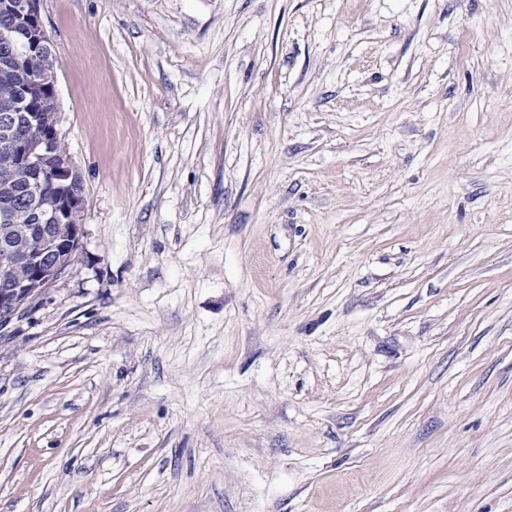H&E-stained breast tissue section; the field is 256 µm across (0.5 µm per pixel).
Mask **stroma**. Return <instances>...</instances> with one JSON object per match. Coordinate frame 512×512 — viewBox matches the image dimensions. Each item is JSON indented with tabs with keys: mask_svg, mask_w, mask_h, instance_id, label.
I'll use <instances>...</instances> for the list:
<instances>
[{
	"mask_svg": "<svg viewBox=\"0 0 512 512\" xmlns=\"http://www.w3.org/2000/svg\"><path fill=\"white\" fill-rule=\"evenodd\" d=\"M40 9L85 210L0 512H512V0Z\"/></svg>",
	"mask_w": 512,
	"mask_h": 512,
	"instance_id": "obj_1",
	"label": "stroma"
}]
</instances>
